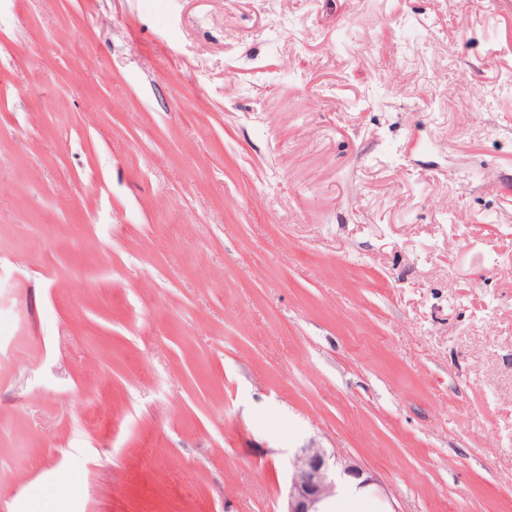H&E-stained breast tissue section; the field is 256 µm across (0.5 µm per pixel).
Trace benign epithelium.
Instances as JSON below:
<instances>
[{
    "label": "benign epithelium",
    "instance_id": "benign-epithelium-1",
    "mask_svg": "<svg viewBox=\"0 0 512 512\" xmlns=\"http://www.w3.org/2000/svg\"><path fill=\"white\" fill-rule=\"evenodd\" d=\"M351 479L359 488L374 482L352 459H338L335 452L320 446L296 448L288 454V482L280 512H326L339 485Z\"/></svg>",
    "mask_w": 512,
    "mask_h": 512
}]
</instances>
